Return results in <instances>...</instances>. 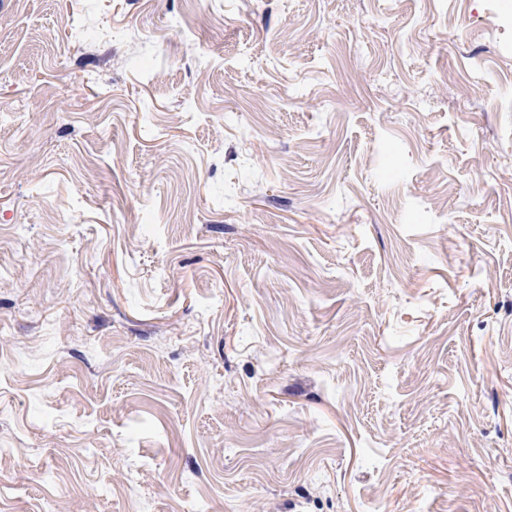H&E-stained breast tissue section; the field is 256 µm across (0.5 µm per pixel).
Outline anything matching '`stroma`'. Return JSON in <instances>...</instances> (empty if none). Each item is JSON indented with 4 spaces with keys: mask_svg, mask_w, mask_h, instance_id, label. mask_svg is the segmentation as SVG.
Segmentation results:
<instances>
[{
    "mask_svg": "<svg viewBox=\"0 0 512 512\" xmlns=\"http://www.w3.org/2000/svg\"><path fill=\"white\" fill-rule=\"evenodd\" d=\"M0 512H512V0H0Z\"/></svg>",
    "mask_w": 512,
    "mask_h": 512,
    "instance_id": "1",
    "label": "stroma"
}]
</instances>
